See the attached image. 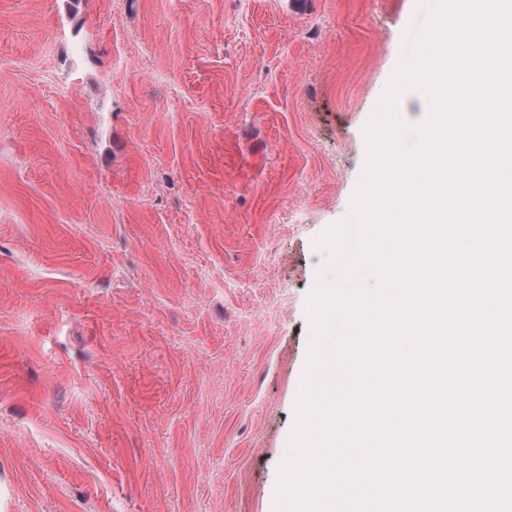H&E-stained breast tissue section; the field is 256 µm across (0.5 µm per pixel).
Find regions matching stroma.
I'll return each mask as SVG.
<instances>
[{
	"label": "stroma",
	"instance_id": "obj_1",
	"mask_svg": "<svg viewBox=\"0 0 512 512\" xmlns=\"http://www.w3.org/2000/svg\"><path fill=\"white\" fill-rule=\"evenodd\" d=\"M425 0H0V512H269L307 301Z\"/></svg>",
	"mask_w": 512,
	"mask_h": 512
}]
</instances>
